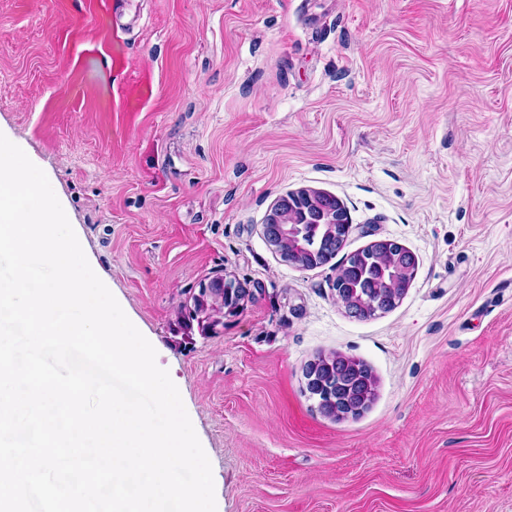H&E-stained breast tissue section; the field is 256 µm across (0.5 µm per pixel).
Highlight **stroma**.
<instances>
[{
  "mask_svg": "<svg viewBox=\"0 0 512 512\" xmlns=\"http://www.w3.org/2000/svg\"><path fill=\"white\" fill-rule=\"evenodd\" d=\"M0 133L178 382L219 512H512V0H0ZM300 189L352 223L315 268L263 233ZM379 239L418 265L358 319L332 284ZM217 277L238 314L184 338ZM332 353L376 379L358 417L305 389ZM405 249L406 250L399 251V256L403 258V264L398 269L399 277L394 282V299L399 295V293L404 292L409 287L413 273L417 267L418 260L416 255L409 249Z\"/></svg>",
  "mask_w": 512,
  "mask_h": 512,
  "instance_id": "35a3bbf8",
  "label": "stroma"
}]
</instances>
